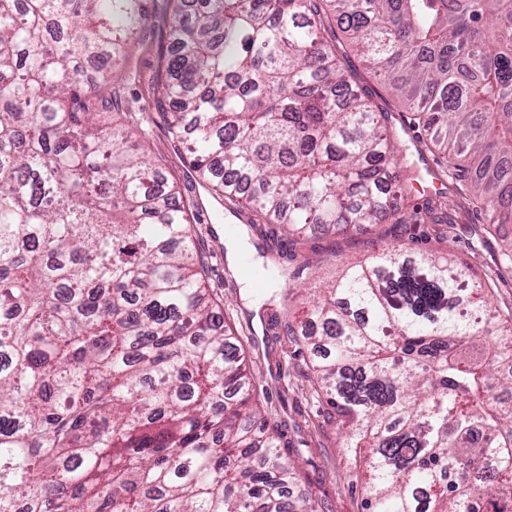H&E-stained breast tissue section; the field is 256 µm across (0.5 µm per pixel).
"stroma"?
Wrapping results in <instances>:
<instances>
[{
	"instance_id": "obj_1",
	"label": "stroma",
	"mask_w": 512,
	"mask_h": 512,
	"mask_svg": "<svg viewBox=\"0 0 512 512\" xmlns=\"http://www.w3.org/2000/svg\"><path fill=\"white\" fill-rule=\"evenodd\" d=\"M167 20L166 0H155L138 44L118 69L114 88L119 118L133 126L139 125L141 116L149 118L144 148L181 192L195 246L208 268V286L221 314L239 333L261 408L282 435L283 455L298 463L302 483L317 500L319 512H366L362 468L330 422L326 403L314 392L305 347L293 343L286 333V317L301 319L302 306L297 301L286 303L280 296L285 282L272 272L266 258L272 240L212 197L182 145L172 138L170 112L157 106L155 77L168 48ZM413 202L431 207L434 220L421 224L390 220L365 233L338 232L299 243L292 248L288 268L297 270L312 258L330 274L335 266L369 257L384 246L438 250L469 263L481 277H497L490 304L496 309L512 308V275L499 276L495 264L500 241L512 238V225L502 226L494 235L486 233L484 214L464 212L465 200L451 185L441 196L415 194ZM239 234L244 235L246 246L233 263L227 256V240Z\"/></svg>"
}]
</instances>
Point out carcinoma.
<instances>
[{
	"label": "carcinoma",
	"instance_id": "cac0c4a2",
	"mask_svg": "<svg viewBox=\"0 0 512 512\" xmlns=\"http://www.w3.org/2000/svg\"><path fill=\"white\" fill-rule=\"evenodd\" d=\"M152 2L0 0V512H317L206 300L175 187L100 106ZM167 2L173 136L250 225L295 245L422 220L338 31L444 176L512 224V0H199L193 20ZM486 288L394 247L320 289L314 334L287 322L365 460L367 512H512V311Z\"/></svg>",
	"mask_w": 512,
	"mask_h": 512
}]
</instances>
